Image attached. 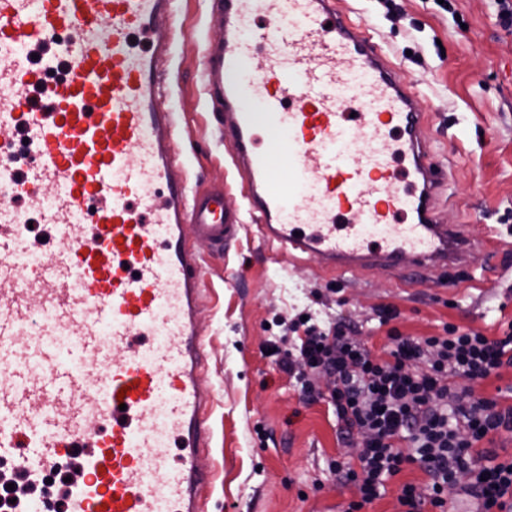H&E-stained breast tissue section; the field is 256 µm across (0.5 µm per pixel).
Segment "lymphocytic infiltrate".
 Returning <instances> with one entry per match:
<instances>
[{
	"label": "lymphocytic infiltrate",
	"instance_id": "obj_1",
	"mask_svg": "<svg viewBox=\"0 0 512 512\" xmlns=\"http://www.w3.org/2000/svg\"><path fill=\"white\" fill-rule=\"evenodd\" d=\"M276 325L266 343L275 368L305 403L326 401L344 437H366L355 462L328 463L355 489L346 512H362L409 466L426 481L402 484L403 512H448L457 492L480 512H512V456L493 447L497 435L512 432V405L474 392L512 368V331L494 338L449 323L442 335L416 338L390 328L381 358L356 341L348 319L311 312ZM322 377L328 390L317 386Z\"/></svg>",
	"mask_w": 512,
	"mask_h": 512
}]
</instances>
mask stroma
Listing matches in <instances>:
<instances>
[{
    "label": "stroma",
    "mask_w": 512,
    "mask_h": 512,
    "mask_svg": "<svg viewBox=\"0 0 512 512\" xmlns=\"http://www.w3.org/2000/svg\"><path fill=\"white\" fill-rule=\"evenodd\" d=\"M219 0H174L176 51L164 66L162 106L179 114L177 145L192 190L224 188L243 227L224 252L196 242L203 267L206 344L203 384L210 446L202 460L216 477L206 512H345L352 488L326 461L352 460L326 403L306 404L262 346L278 315L326 304L358 325L356 339L385 356L390 328L417 338L445 324L502 335L512 321V34L488 0H344L359 34L380 37L398 77L420 94L430 138L451 180L445 220L480 235L496 230V249L473 253L469 267L432 268L400 278L383 269L336 278L317 257L289 259L268 247L245 211L242 178L205 93L203 58L218 27ZM395 306L390 325L378 306Z\"/></svg>",
    "instance_id": "35a3bbf8"
}]
</instances>
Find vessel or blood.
Listing matches in <instances>:
<instances>
[{
    "mask_svg": "<svg viewBox=\"0 0 512 512\" xmlns=\"http://www.w3.org/2000/svg\"><path fill=\"white\" fill-rule=\"evenodd\" d=\"M170 9L0 0V195L26 204L0 208V462L36 485L78 456L64 512H205L212 480L192 241L223 250L240 224L223 196H189L158 106ZM216 24L206 91L267 245L339 276L468 266L427 115L337 0H224Z\"/></svg>",
    "mask_w": 512,
    "mask_h": 512,
    "instance_id": "obj_1",
    "label": "vessel or blood"
}]
</instances>
